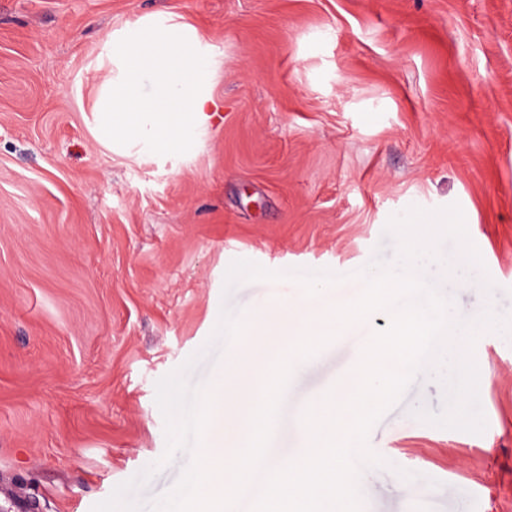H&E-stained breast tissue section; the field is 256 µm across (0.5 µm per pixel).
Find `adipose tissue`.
<instances>
[{
	"instance_id": "obj_1",
	"label": "adipose tissue",
	"mask_w": 512,
	"mask_h": 512,
	"mask_svg": "<svg viewBox=\"0 0 512 512\" xmlns=\"http://www.w3.org/2000/svg\"><path fill=\"white\" fill-rule=\"evenodd\" d=\"M112 76L95 110L100 139L176 153L205 131L217 107L209 89L215 52L194 28L139 20L107 35Z\"/></svg>"
}]
</instances>
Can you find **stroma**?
I'll list each match as a JSON object with an SVG mask.
<instances>
[{
    "mask_svg": "<svg viewBox=\"0 0 512 512\" xmlns=\"http://www.w3.org/2000/svg\"><path fill=\"white\" fill-rule=\"evenodd\" d=\"M153 13L218 54L222 110L188 153L110 150L92 110L104 37ZM459 204L484 268L444 240L424 275L452 320L512 314V0H0V494L92 512L166 447L156 383L199 354L220 395L222 310L245 322L302 296L267 269L394 263L390 215ZM491 286H484V279ZM381 310L293 359L267 455L297 454L305 411L353 375ZM487 427L424 423L427 366L371 429L363 512H512V332L475 346ZM456 484L411 496L421 475Z\"/></svg>",
    "mask_w": 512,
    "mask_h": 512,
    "instance_id": "1",
    "label": "stroma"
}]
</instances>
